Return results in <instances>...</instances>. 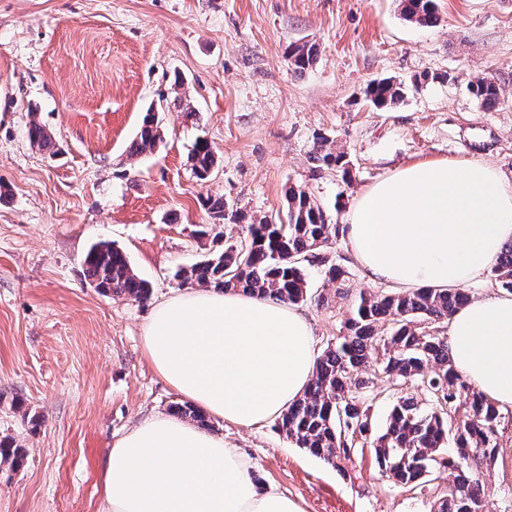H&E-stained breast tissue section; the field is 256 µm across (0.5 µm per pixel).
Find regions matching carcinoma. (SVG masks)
<instances>
[{
	"label": "carcinoma",
	"mask_w": 512,
	"mask_h": 512,
	"mask_svg": "<svg viewBox=\"0 0 512 512\" xmlns=\"http://www.w3.org/2000/svg\"><path fill=\"white\" fill-rule=\"evenodd\" d=\"M400 2L405 19L424 26L437 22L433 0ZM316 55V47L308 44L292 45L288 51L298 73L306 71ZM407 91L406 84L386 78L370 83L364 96L376 109L388 111L404 100ZM470 92L482 107L499 99L497 86L487 80L473 84ZM160 139L155 115L148 112L132 153L151 151ZM311 160L320 170L350 175L347 153L333 148L326 138L315 143ZM191 162L195 175L206 178L214 165L211 146L197 142ZM205 207L213 220L240 224L246 235L224 239V246L211 257L178 270L177 277L219 291H242L296 305L308 298L303 263L314 262L324 281L336 286V296H349L346 270L323 253L339 237L340 226L330 223L306 189L289 188L285 219L276 222L246 224L245 215L230 209L221 197L208 199ZM84 266L90 284L101 293L136 301L149 296V284L114 245H92ZM491 274L493 286L512 293V241L503 246ZM468 302L464 288L356 296L344 325L346 333L319 356L304 394L277 420L279 432L338 469L368 445L374 448L377 467L394 484L428 490L435 512H483L485 492L477 470L495 460L501 414L453 367L445 336V324ZM370 362L376 376L403 381L415 390L392 406L381 430L371 413V380L358 377ZM450 438L457 454L446 458L441 449ZM438 468L448 470V483L439 491L431 486Z\"/></svg>",
	"instance_id": "obj_1"
}]
</instances>
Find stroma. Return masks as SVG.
Returning a JSON list of instances; mask_svg holds the SVG:
<instances>
[{
    "label": "stroma",
    "mask_w": 512,
    "mask_h": 512,
    "mask_svg": "<svg viewBox=\"0 0 512 512\" xmlns=\"http://www.w3.org/2000/svg\"><path fill=\"white\" fill-rule=\"evenodd\" d=\"M436 5L426 27L398 0H0V438L24 450L0 464V512H101L113 441L180 402L143 333L153 304L184 291L177 270L214 249L198 233L207 198L274 221L301 186L340 224L403 165L480 160L512 180V0ZM302 43L318 56L300 74L288 48ZM382 78L410 86L391 111L363 98ZM482 79L498 87L495 108L469 91ZM178 96L192 114L170 109ZM149 111L161 139L130 156ZM33 121L54 151L30 143ZM320 137L347 152L350 182L316 169ZM201 139L216 157L203 180L190 161ZM98 242L126 252L148 299L90 286L83 261ZM307 272L329 297L301 305L321 351L344 334L351 303L317 265ZM208 424L303 512H431V497L393 485L371 449L341 473L275 422ZM498 443L481 468L484 512H512V410Z\"/></svg>",
    "instance_id": "obj_1"
}]
</instances>
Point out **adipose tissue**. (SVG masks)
I'll list each match as a JSON object with an SVG mask.
<instances>
[{
  "instance_id": "adipose-tissue-1",
  "label": "adipose tissue",
  "mask_w": 512,
  "mask_h": 512,
  "mask_svg": "<svg viewBox=\"0 0 512 512\" xmlns=\"http://www.w3.org/2000/svg\"><path fill=\"white\" fill-rule=\"evenodd\" d=\"M365 276L410 290L481 277L512 240V181L488 163L397 168L346 215ZM158 375L192 404L242 427L280 417L312 379L316 351L297 307L242 292L189 290L154 304L143 336ZM454 367L500 409H512V295L458 309ZM223 436L166 414L142 419L103 463V512H302Z\"/></svg>"
}]
</instances>
